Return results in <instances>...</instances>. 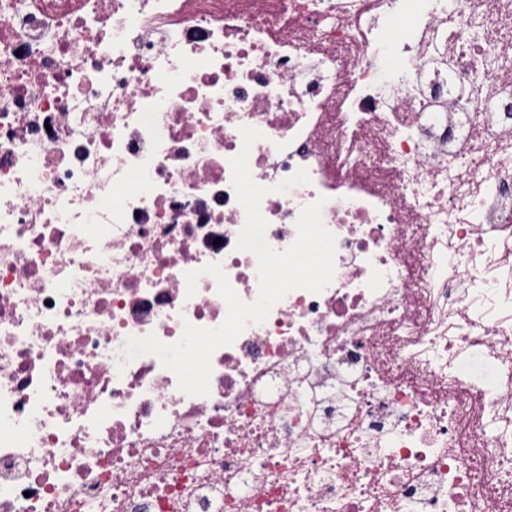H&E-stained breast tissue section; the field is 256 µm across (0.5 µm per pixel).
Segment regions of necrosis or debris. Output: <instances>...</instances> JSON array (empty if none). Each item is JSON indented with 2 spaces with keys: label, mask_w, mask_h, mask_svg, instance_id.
Masks as SVG:
<instances>
[{
  "label": "necrosis or debris",
  "mask_w": 512,
  "mask_h": 512,
  "mask_svg": "<svg viewBox=\"0 0 512 512\" xmlns=\"http://www.w3.org/2000/svg\"><path fill=\"white\" fill-rule=\"evenodd\" d=\"M243 126L335 276L187 396L118 351L256 298ZM0 512H512V0H0Z\"/></svg>",
  "instance_id": "4bbe7bcc"
}]
</instances>
